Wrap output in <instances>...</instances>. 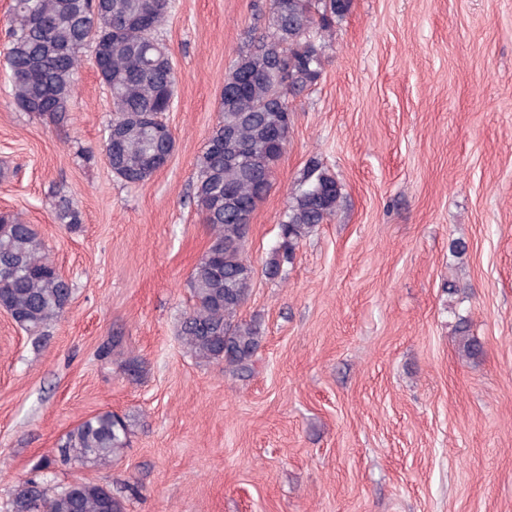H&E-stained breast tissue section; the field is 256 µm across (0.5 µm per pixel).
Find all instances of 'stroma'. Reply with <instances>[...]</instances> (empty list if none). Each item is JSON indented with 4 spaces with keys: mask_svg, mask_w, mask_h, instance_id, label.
I'll return each mask as SVG.
<instances>
[{
    "mask_svg": "<svg viewBox=\"0 0 512 512\" xmlns=\"http://www.w3.org/2000/svg\"><path fill=\"white\" fill-rule=\"evenodd\" d=\"M253 2L172 0L175 147L128 185L104 157L112 102L91 59L67 121L15 104L0 0V212L34 225L73 288L42 342L0 313V512L45 474L125 512H512V0H351L335 19L250 220L239 316L263 341L242 378L179 330L211 240L196 160ZM313 160L343 198L268 279ZM62 195L78 228L55 219ZM462 317L479 357L458 349ZM104 410L130 424L126 455L60 463L61 438Z\"/></svg>",
    "mask_w": 512,
    "mask_h": 512,
    "instance_id": "stroma-1",
    "label": "stroma"
}]
</instances>
